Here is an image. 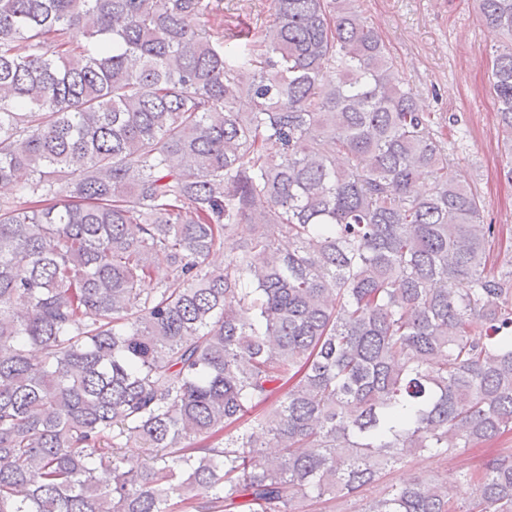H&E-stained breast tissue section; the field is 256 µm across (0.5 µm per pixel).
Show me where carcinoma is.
Here are the masks:
<instances>
[{
	"label": "carcinoma",
	"instance_id": "obj_1",
	"mask_svg": "<svg viewBox=\"0 0 512 512\" xmlns=\"http://www.w3.org/2000/svg\"><path fill=\"white\" fill-rule=\"evenodd\" d=\"M210 10L0 0V512H512L511 449L463 506L361 497L512 433V255L446 120L358 0ZM478 10L512 181V0ZM211 11L207 16L211 28L223 30L228 23L240 18L258 19V22L269 18L271 0H210Z\"/></svg>",
	"mask_w": 512,
	"mask_h": 512
}]
</instances>
